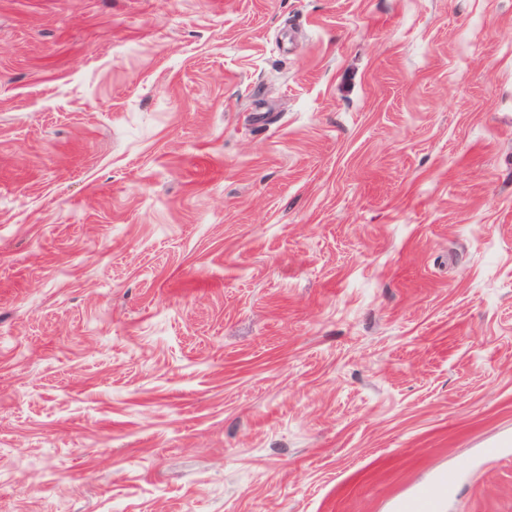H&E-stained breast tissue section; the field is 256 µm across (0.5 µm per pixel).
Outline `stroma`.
Wrapping results in <instances>:
<instances>
[{
	"instance_id": "1",
	"label": "stroma",
	"mask_w": 512,
	"mask_h": 512,
	"mask_svg": "<svg viewBox=\"0 0 512 512\" xmlns=\"http://www.w3.org/2000/svg\"><path fill=\"white\" fill-rule=\"evenodd\" d=\"M449 469L512 512V0H0V512Z\"/></svg>"
}]
</instances>
